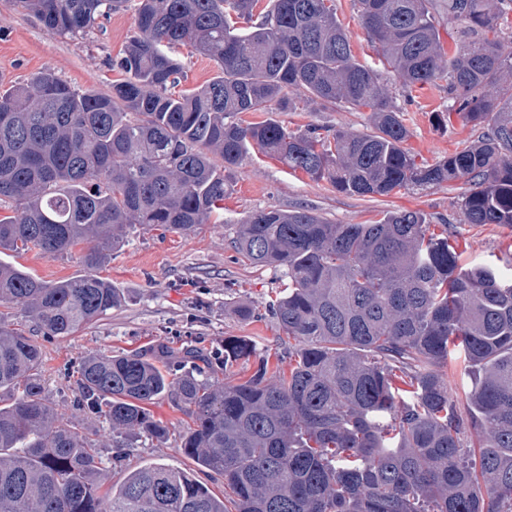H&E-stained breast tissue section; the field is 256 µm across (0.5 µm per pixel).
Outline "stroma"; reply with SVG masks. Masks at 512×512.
I'll use <instances>...</instances> for the list:
<instances>
[{
  "mask_svg": "<svg viewBox=\"0 0 512 512\" xmlns=\"http://www.w3.org/2000/svg\"><path fill=\"white\" fill-rule=\"evenodd\" d=\"M136 32L135 4L104 19L101 28L86 35L56 36L46 32L14 0H0V92L42 71H52L75 89L111 93L119 74L112 59ZM448 107V93L434 87L412 90L406 104L410 130L408 148L427 161L439 159L473 140L477 131L462 127L458 118L439 125L435 113ZM273 118L291 131L310 126H332L355 133L369 131V112L347 108L323 109L317 103H299L284 112H249L245 121ZM229 192L223 210L188 233L160 227L132 225L123 246L112 251L98 276L112 281L122 294L118 308L70 336L43 335L26 322L28 335L43 350L42 380L46 397L65 417L75 415V383L81 360L95 353H129L156 342L179 348L194 345L216 356L224 354V339L246 336L257 355L282 353L281 332L268 312V302L281 290L279 273L246 261L232 246L236 223L246 213L265 208L309 209L336 224H368L389 210L419 211L437 224L447 225L459 244L464 263L492 265L504 273L512 268V227L467 223L461 200L470 186L460 181L425 191L403 189L387 196L358 197L336 191L289 170L277 159L250 147L242 163L227 174ZM83 247L70 255L47 258L30 252H0V261L26 267L51 282L85 274ZM248 306L253 316L241 317L236 308ZM167 426L162 439L137 438L131 447L115 451L113 434L103 420L89 417L85 424L108 462L102 474L106 485H120L127 474L144 464L196 473L215 494L224 491L222 477L198 470L179 447L178 437L187 418L177 403L163 398L151 407Z\"/></svg>",
  "mask_w": 512,
  "mask_h": 512,
  "instance_id": "35a3bbf8",
  "label": "stroma"
}]
</instances>
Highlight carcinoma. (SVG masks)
<instances>
[{"mask_svg":"<svg viewBox=\"0 0 512 512\" xmlns=\"http://www.w3.org/2000/svg\"><path fill=\"white\" fill-rule=\"evenodd\" d=\"M259 2L139 0L112 94L40 72L0 96V203L15 211L0 214V249L58 258L94 241L79 277L0 264V512H512V276L462 264L448 225L421 212L373 224L305 208L242 218L237 252L288 279L268 304L288 359L262 358L244 382H219L208 354L164 343L81 361L79 411L114 432L166 437L150 406L175 399L190 419L180 448L224 478L226 500L162 464L104 488L101 449L44 394L41 346L5 323L3 307L70 336L119 306L95 271L127 226L206 223L250 145L349 195L464 179L468 223L512 225V0H354L380 69L356 59L335 0H272L256 15ZM16 3L48 33L74 36L125 0ZM185 44L220 75L176 93ZM392 79L446 83L448 111L484 132L417 161ZM291 93L367 108L371 129L242 124L246 112L287 110ZM454 351L475 376L463 405L448 392ZM252 354L250 340L226 338L222 366ZM176 358L191 372L173 376Z\"/></svg>","mask_w":512,"mask_h":512,"instance_id":"1","label":"carcinoma"}]
</instances>
